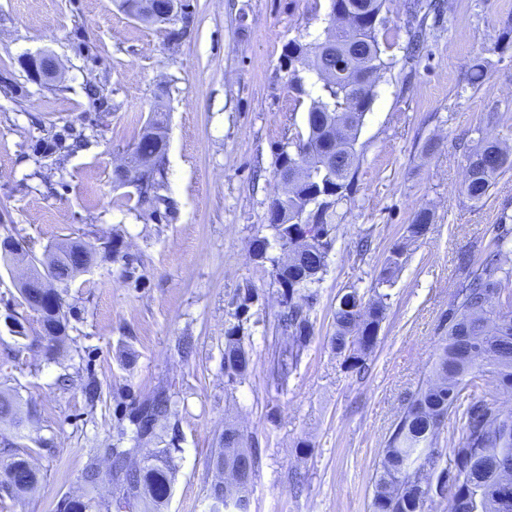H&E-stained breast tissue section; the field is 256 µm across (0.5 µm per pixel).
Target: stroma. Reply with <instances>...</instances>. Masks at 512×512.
<instances>
[{
	"instance_id": "35a3bbf8",
	"label": "stroma",
	"mask_w": 512,
	"mask_h": 512,
	"mask_svg": "<svg viewBox=\"0 0 512 512\" xmlns=\"http://www.w3.org/2000/svg\"><path fill=\"white\" fill-rule=\"evenodd\" d=\"M186 34L135 20L118 0H0V238L43 254L68 238L119 236L121 252L97 259L63 298L72 309L65 352L47 359L39 321L28 314L26 349L5 318L25 268L0 264V384L16 388L45 445L32 458L37 488L0 491V512H57L69 496L107 512L110 485H86L90 457L108 470L130 410L166 390L177 471L163 512H209L215 439L235 423L259 456L250 512H370L373 481L392 427L425 382L444 334L461 255L479 259L487 228L512 214V168L481 201L464 192L467 156L483 139L512 146V0H452L453 16H428L412 63L403 49L377 82L359 131V167L336 209V241L311 311L314 331L284 390L269 384L279 335L278 288L250 242L269 235L280 193L275 154L305 132L309 98L288 90L289 43L324 39L330 0H189ZM52 53L55 90L31 83L22 57ZM484 60L479 83L471 67ZM95 80L109 105L85 90ZM167 86L166 219L131 209L134 186L112 180ZM72 127L76 150L42 156L36 145ZM431 211L424 237L407 241L414 214ZM406 262L392 286L378 283L389 252ZM256 300L237 315V299ZM364 302L387 293L375 348L361 371L331 345L339 295ZM238 327L252 357L245 380L224 376L226 332ZM190 338L183 355L178 343ZM100 385L88 406L83 385Z\"/></svg>"
}]
</instances>
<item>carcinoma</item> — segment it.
<instances>
[{"instance_id":"obj_1","label":"carcinoma","mask_w":512,"mask_h":512,"mask_svg":"<svg viewBox=\"0 0 512 512\" xmlns=\"http://www.w3.org/2000/svg\"><path fill=\"white\" fill-rule=\"evenodd\" d=\"M337 4L351 15L358 33V40L347 49L343 66L336 67V57L322 54L319 42H295L288 46L287 59L295 61L289 72V88L300 95L305 93L301 77L304 71L316 75L322 86L321 95L311 101L307 111V134L292 140L299 150L305 179L272 199L268 208L273 240L288 243L294 255L286 266L280 259L273 261L271 271L282 306L278 324L284 337L273 350V381L280 388L287 385L313 335L310 311L318 296L314 286L322 280L335 242L337 225L332 219L336 206L348 197L359 161L354 148L358 130H353L340 153L326 127L359 98L354 77L358 64L368 65L376 81L394 64V58L387 52L396 45L397 34L385 26L372 29L364 21L367 15L382 14L386 0H330V7ZM187 9L185 0H180V12L176 15L155 13L147 24L165 29L180 23L182 34L191 23ZM423 9L440 13L444 4L438 0L424 4L414 0L409 6L411 20H416ZM165 96L166 90L160 89L152 116L135 146V153L151 158L148 167L133 174L140 181L137 205L151 219L156 217L159 205L167 203L161 194L165 189L167 140L152 133L154 128L167 126ZM508 168H512V157L498 142L485 141L468 155V198L482 200L496 176ZM329 174L334 175L332 185L338 192L324 201L313 200L314 187ZM431 223L429 211L416 212L412 225L420 230L409 233V239H419ZM492 233V246L479 262L462 259L448 308L446 331L432 367L433 379L412 395L386 442L374 479L371 512H422L420 488L435 474L442 481L443 497L455 501L448 512H512V498L504 499V492L498 490L501 481L512 483V408L504 404V399L512 397V251L507 249L512 215L502 213ZM117 252L119 241L102 239L87 254L107 258ZM73 254L74 251L62 247L52 253L55 293L68 288L76 277L78 265ZM402 255L403 250L398 247L390 252L380 273V283H392L402 267ZM385 310L382 295L367 308L354 289L339 296L332 344L336 352L347 354L349 367L363 364L367 354V350L356 347L355 337L361 331L380 328ZM40 324L49 336L44 354L50 360L68 339L64 305L47 311ZM236 332L234 327L228 330L224 347V374L230 384L243 379L249 370V352L235 336ZM172 413L171 398L164 391L140 403L130 411V427L120 432L131 447L106 449L112 462L105 473L95 461L87 464V484L96 486L105 481L117 487L112 499L115 512H161L167 503L176 470L171 448L159 449L153 459L138 466L133 465L131 457L139 447L159 437V430ZM29 417L31 413H23V399L17 390H0V423L9 422L18 436L16 442L0 441L9 449L10 456V461L0 468V489L12 498L26 493L37 482V473L28 461L34 450L21 443L25 438L22 429ZM451 417L461 421L462 437L457 443L448 441V447L443 448L442 435ZM244 442V434L233 423L224 422V433L212 458L215 469L232 467L245 457L250 459L251 467H257V457ZM224 491L236 497L235 505L213 504L211 512H244L242 504L249 499L241 498L231 479L212 484L210 498L216 502ZM92 508L91 500L69 496L61 501L58 512H91Z\"/></svg>"}]
</instances>
